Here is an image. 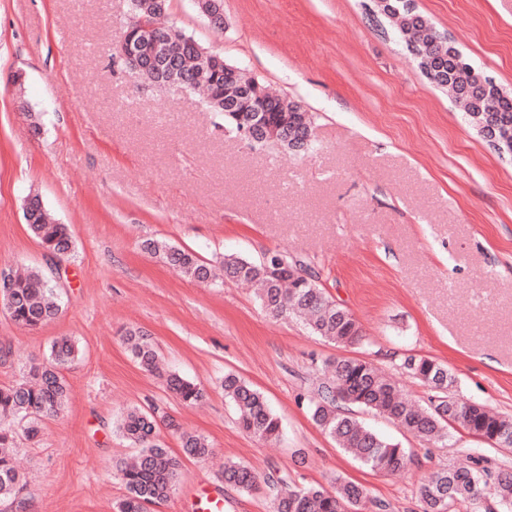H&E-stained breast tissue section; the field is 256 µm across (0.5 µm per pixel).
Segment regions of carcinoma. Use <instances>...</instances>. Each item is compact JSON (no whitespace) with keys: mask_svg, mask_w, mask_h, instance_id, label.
I'll use <instances>...</instances> for the list:
<instances>
[{"mask_svg":"<svg viewBox=\"0 0 512 512\" xmlns=\"http://www.w3.org/2000/svg\"><path fill=\"white\" fill-rule=\"evenodd\" d=\"M171 0H129V21L125 36L139 42L148 70L143 78L170 90L202 89L206 103L224 118V127L238 131L237 113L264 107L260 121L264 126L288 131L293 140L307 136L311 116L296 104L271 94L267 86L243 69L224 70V56L210 50L162 20L170 11ZM433 23L426 19L414 26L420 50L431 58L434 79L439 83L455 80V64L448 56V43L432 34ZM466 80L480 94L494 98L490 117L501 142L512 140V96H494V83L466 61ZM24 219L31 234L50 257L65 258L74 243L64 224L50 216L39 195H31L23 205ZM144 250L162 256L185 278L209 283L216 278L214 266L193 252L165 240H148ZM268 261H252L229 253L220 261L224 279L240 284H256L257 301L271 317L282 320L300 318L310 332L338 345L353 346L365 340L362 325L351 312L320 288L319 275L304 261L275 252ZM59 278L37 268L0 273V313L16 325L34 330L53 319L60 310ZM123 341L134 361L145 372L159 378L165 388L187 405L206 397L203 387L179 374L163 369L148 335L130 330ZM76 357V347L66 337L56 340L47 356L25 366L20 380L0 387V512L26 508L23 496L26 483L17 467L15 442L18 434L37 438L41 423L60 414L68 394L62 370ZM403 368L427 385L433 395L423 407L412 405L396 383L383 376L371 362L355 357H338L324 362L326 373L309 398L312 421L351 455L363 468L378 475L394 473L410 461L406 449L357 420L348 406L372 411L402 427L412 435L434 442L447 427L456 425L484 440L492 447L512 448V419L501 416L480 403L468 402L450 394L454 378L448 369L431 357L409 356ZM224 396L236 411L238 424L247 435L273 443L280 440L282 424L271 410L262 390L241 376H224ZM174 427L173 420L137 406L117 418L115 430L139 447L133 458L114 463L117 476L127 489L117 512H147V505L168 501L176 491L184 459L204 460L211 454L208 440L198 434L180 435V453L175 454L158 440L159 423ZM474 460L470 468L433 472L419 488L425 512H491L493 500L502 512H512V469L491 471ZM224 486L239 492H252L265 484L272 490V512H385L386 505L371 497L362 484L342 477L334 490L321 485H291L268 474L259 476L251 467L237 461L224 463L218 476Z\"/></svg>","mask_w":512,"mask_h":512,"instance_id":"cac0c4a2","label":"carcinoma"}]
</instances>
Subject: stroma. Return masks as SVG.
<instances>
[{"mask_svg":"<svg viewBox=\"0 0 512 512\" xmlns=\"http://www.w3.org/2000/svg\"><path fill=\"white\" fill-rule=\"evenodd\" d=\"M371 0H224L217 30L191 0H172L171 23L265 81L313 116L314 147L293 158L224 131L200 95L170 93L111 54L127 0H0V270L50 268L23 216L39 195L75 244L60 264L59 315L28 330L0 315L13 351L0 385L56 338L79 357L60 417L22 442L31 512H115L126 490L112 470L135 450L113 424L127 407L155 405L175 428L205 436L213 455L182 462L177 490L151 512H199L219 494L224 512H271L268 489L224 488L225 461L288 482L367 486L388 512H423L421 482L469 465L480 440L449 430L430 444L370 413L363 420L408 448L403 470L358 467L311 420L322 361L344 347L276 320L250 288L188 280L142 244L164 239L210 261L225 252L305 260L369 338L359 356L404 392L427 387L402 367L430 356L455 378L454 394L512 416V156L499 155L448 94L422 73ZM465 59L512 94V0H415ZM23 72V87L11 77ZM38 113L31 126L27 113ZM147 333L168 367L200 383L188 407L144 373L122 338ZM235 373L264 391L281 441L240 431L222 380Z\"/></svg>","mask_w":512,"mask_h":512,"instance_id":"stroma-1","label":"stroma"}]
</instances>
